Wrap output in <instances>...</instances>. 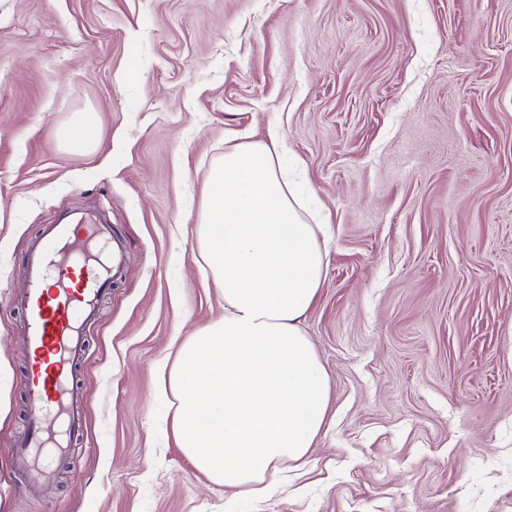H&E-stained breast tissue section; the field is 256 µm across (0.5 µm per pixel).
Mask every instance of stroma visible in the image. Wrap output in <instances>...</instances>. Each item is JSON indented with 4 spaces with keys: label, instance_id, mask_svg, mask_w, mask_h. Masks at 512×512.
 <instances>
[{
    "label": "stroma",
    "instance_id": "stroma-1",
    "mask_svg": "<svg viewBox=\"0 0 512 512\" xmlns=\"http://www.w3.org/2000/svg\"><path fill=\"white\" fill-rule=\"evenodd\" d=\"M86 110L98 143L66 148ZM273 127L324 224L303 328L332 393L238 500L159 375L224 316L191 233L210 165ZM72 209L129 257L75 369L85 423L28 496L17 294ZM0 363V512H512V0H0Z\"/></svg>",
    "mask_w": 512,
    "mask_h": 512
}]
</instances>
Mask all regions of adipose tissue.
I'll list each match as a JSON object with an SVG mask.
<instances>
[{
	"label": "adipose tissue",
	"instance_id": "adipose-tissue-1",
	"mask_svg": "<svg viewBox=\"0 0 512 512\" xmlns=\"http://www.w3.org/2000/svg\"><path fill=\"white\" fill-rule=\"evenodd\" d=\"M280 138L226 147L211 166L196 246L224 316L168 374L174 426L194 464L236 496L260 497L313 448L331 386L302 322L324 285L315 214L279 160Z\"/></svg>",
	"mask_w": 512,
	"mask_h": 512
}]
</instances>
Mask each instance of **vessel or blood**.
Wrapping results in <instances>:
<instances>
[{
    "instance_id": "obj_1",
    "label": "vessel or blood",
    "mask_w": 512,
    "mask_h": 512,
    "mask_svg": "<svg viewBox=\"0 0 512 512\" xmlns=\"http://www.w3.org/2000/svg\"><path fill=\"white\" fill-rule=\"evenodd\" d=\"M45 234L53 246L29 249L20 300L31 357L26 386L37 412L16 444V466L31 493L51 480L53 457L82 425L74 367L98 301L126 257L111 225L94 217L47 225Z\"/></svg>"
}]
</instances>
